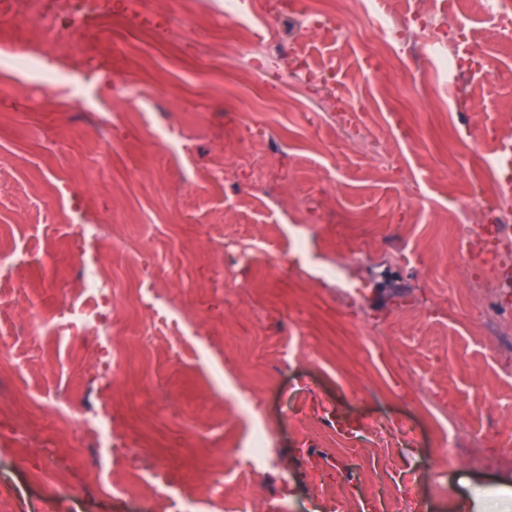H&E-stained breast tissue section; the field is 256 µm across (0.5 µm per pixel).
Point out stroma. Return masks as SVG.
<instances>
[{
  "instance_id": "stroma-1",
  "label": "stroma",
  "mask_w": 512,
  "mask_h": 512,
  "mask_svg": "<svg viewBox=\"0 0 512 512\" xmlns=\"http://www.w3.org/2000/svg\"><path fill=\"white\" fill-rule=\"evenodd\" d=\"M135 17L134 0H112L103 26L112 67L134 96L112 102L111 79L89 88L54 87L43 111L30 108L15 73L0 69V242L13 259L0 266V302L38 307L45 324L22 334L16 314L0 315L9 335L8 378L21 400L65 395L78 410L114 387L112 481L104 483L79 436L69 459L80 483L57 500L49 478L0 440V495L8 512H147L137 489L173 490L167 512H251L247 499L214 502L202 474L232 488L249 479L270 512H336L329 490L373 446V419L412 417L413 376L425 377L429 419L420 437L377 450L387 483L416 490L418 512H479L512 489V434L499 427L512 410V338L499 350L438 308V291L457 277L430 262L454 233L448 208L476 195L512 167L480 169L465 149L470 131L496 151L512 111V78L460 64L457 76L428 57L386 64L377 46L414 29L407 0H361L387 29L354 32L332 16V0H295L258 12L280 18L294 42L288 73L272 67L256 87L242 75L251 56L208 54L215 37H233L216 0H199L204 27L177 31L183 0H156ZM458 15L456 35L493 53L512 71V43L484 22L481 0H443ZM419 81H412V74ZM118 110L112 152L101 155L87 112ZM199 129L190 149L159 145L172 129ZM293 188L276 207L271 192ZM91 199L122 235L83 243L64 214ZM409 238L415 254L389 259L383 232ZM371 245L343 282L330 273L357 245ZM106 255L126 294L112 320L133 346L107 344L55 321L73 282L76 257ZM248 288L231 294L225 272ZM411 308L425 326H398ZM318 353L300 361V350ZM122 363L109 380L88 354ZM260 378L255 400H238L243 376ZM353 376L377 392L352 397ZM149 379L157 399L145 404ZM413 418V417H412ZM277 422L266 463L252 453L263 421ZM487 436L484 452L462 461L439 445L432 424L454 421Z\"/></svg>"
}]
</instances>
